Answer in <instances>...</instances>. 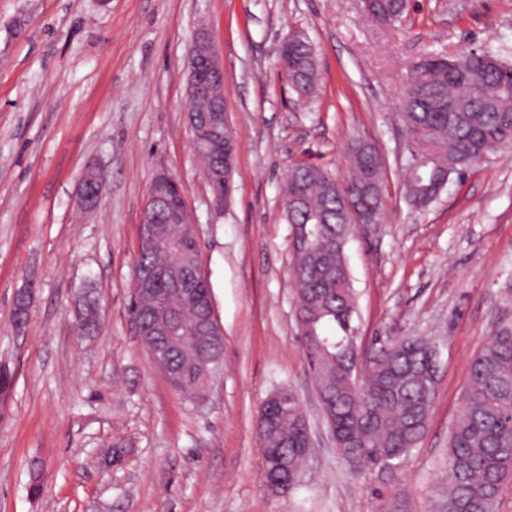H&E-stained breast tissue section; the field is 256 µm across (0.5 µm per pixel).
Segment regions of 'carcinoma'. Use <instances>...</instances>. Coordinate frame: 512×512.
Segmentation results:
<instances>
[{"mask_svg": "<svg viewBox=\"0 0 512 512\" xmlns=\"http://www.w3.org/2000/svg\"><path fill=\"white\" fill-rule=\"evenodd\" d=\"M408 9L400 0H368L367 18L393 27ZM288 79L304 102L316 93L315 48L306 34L288 36ZM399 117L409 143L410 160L404 187L409 203L427 206L437 198L436 187L448 183L490 154L512 147V65L488 51L461 55L424 53L413 59L399 92ZM352 175L341 183L327 170L303 163L295 180L301 205L288 213L296 318L307 325L301 338L316 387L323 390L327 422L336 433L337 452L354 474L381 469L406 457L422 439L438 385L437 349L409 336L381 347L361 364L362 379L351 372L358 341L353 324L357 299L351 285L345 247L347 224L355 216L341 210L340 198L371 181L380 189L385 166L371 143L350 154ZM179 188L171 189L157 215L179 208ZM182 252L139 253L136 267H169ZM199 303L182 300L164 281L151 285L182 303L185 316L212 295L203 279L197 284ZM128 312L150 339L155 325L151 297L130 299ZM29 316V300L17 295L13 324L20 328ZM158 368L182 392L194 396L203 367L196 350L171 351ZM308 423L299 402L271 411V422L260 432L265 480L278 465L303 470L298 443ZM512 481V326L502 325L472 361L461 397L460 411L448 436V494L440 512H496L501 490Z\"/></svg>", "mask_w": 512, "mask_h": 512, "instance_id": "cac0c4a2", "label": "carcinoma"}]
</instances>
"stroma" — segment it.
I'll list each match as a JSON object with an SVG mask.
<instances>
[{"mask_svg": "<svg viewBox=\"0 0 512 512\" xmlns=\"http://www.w3.org/2000/svg\"><path fill=\"white\" fill-rule=\"evenodd\" d=\"M224 64L237 142L231 191L215 204L185 120L199 28ZM301 30L318 90L300 105L278 66ZM491 52L512 64V0H410L399 23L372 24L359 0H0V512H437L448 489V433L475 354L512 325V148L407 204L397 112L418 55ZM364 140L385 162L383 216L346 247L359 345L425 336L439 384L422 441L396 467L351 474L308 370L290 276L283 186L296 164L344 179ZM106 191L81 213L84 171ZM182 184L200 228L202 269L224 328L203 396L175 389L127 314L148 186ZM93 280L100 329L73 328ZM31 291L15 331V293ZM298 397L312 448L299 484L264 481L258 421L278 387ZM124 443L122 465L109 463Z\"/></svg>", "mask_w": 512, "mask_h": 512, "instance_id": "obj_1", "label": "stroma"}]
</instances>
